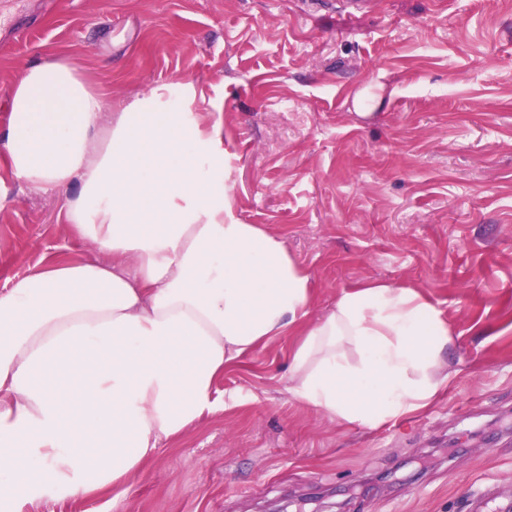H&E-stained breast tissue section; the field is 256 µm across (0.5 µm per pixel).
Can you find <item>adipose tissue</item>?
Returning <instances> with one entry per match:
<instances>
[{"instance_id":"obj_1","label":"adipose tissue","mask_w":512,"mask_h":512,"mask_svg":"<svg viewBox=\"0 0 512 512\" xmlns=\"http://www.w3.org/2000/svg\"><path fill=\"white\" fill-rule=\"evenodd\" d=\"M162 95L112 111L54 57L15 81L0 173L36 191L78 185L64 222L98 256L0 290V512L46 489L126 485L218 410L226 364L289 332L287 392L332 421L375 427L448 386L452 330L414 289L368 282L310 320L308 271L281 237L232 215L220 123L162 109Z\"/></svg>"}]
</instances>
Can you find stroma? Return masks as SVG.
I'll use <instances>...</instances> for the list:
<instances>
[{
  "instance_id": "35a3bbf8",
  "label": "stroma",
  "mask_w": 512,
  "mask_h": 512,
  "mask_svg": "<svg viewBox=\"0 0 512 512\" xmlns=\"http://www.w3.org/2000/svg\"><path fill=\"white\" fill-rule=\"evenodd\" d=\"M70 60L121 111L152 88L224 125L234 216L311 275V319L368 281L452 326L446 394L375 428L286 392L295 337L227 367L223 410L130 487L24 512H484L512 507V0H0L2 107L22 68ZM66 191L0 183V290L71 239Z\"/></svg>"
}]
</instances>
